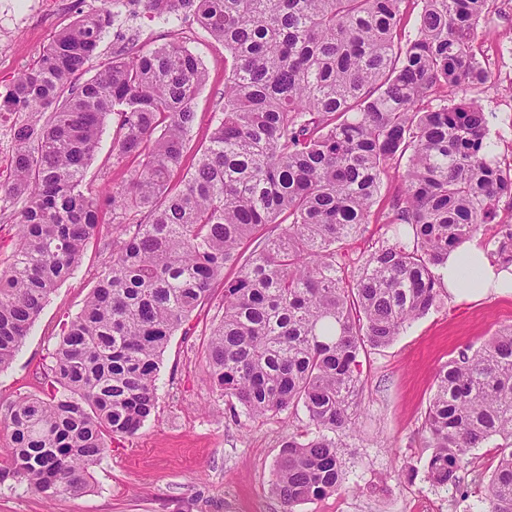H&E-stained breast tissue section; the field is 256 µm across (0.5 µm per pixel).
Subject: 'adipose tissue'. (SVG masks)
Returning a JSON list of instances; mask_svg holds the SVG:
<instances>
[{
    "mask_svg": "<svg viewBox=\"0 0 512 512\" xmlns=\"http://www.w3.org/2000/svg\"><path fill=\"white\" fill-rule=\"evenodd\" d=\"M438 275L459 302L482 297L492 288L503 294L512 293V267L492 265L483 248L474 242L450 252Z\"/></svg>",
    "mask_w": 512,
    "mask_h": 512,
    "instance_id": "ef3b65f1",
    "label": "adipose tissue"
}]
</instances>
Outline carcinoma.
<instances>
[{"mask_svg": "<svg viewBox=\"0 0 512 512\" xmlns=\"http://www.w3.org/2000/svg\"><path fill=\"white\" fill-rule=\"evenodd\" d=\"M406 2L148 0L150 18L190 15L229 56L223 112L179 187L170 175L205 83L185 42L116 56L83 81L111 24L104 6L56 34L0 95V110L45 115L14 129L13 181L0 196L21 204L0 270V370L78 265L102 206L119 230L52 353L43 396L0 405V485L48 500L86 493L108 440L136 435L152 416L170 336L222 280L224 313L205 347L213 389L234 418L300 406L314 427L283 442L274 494L292 512L343 487L336 434L359 406L360 351L428 313L434 269L512 197V175L487 158L482 105L448 100V89L487 80L473 42L492 0H416V32L404 40ZM108 119L113 159L139 164L104 197L85 175ZM404 157L402 189L383 215L393 242L349 280L336 244L368 223L385 166ZM132 213L143 220L127 223ZM268 224L279 233L260 237ZM485 248L512 264V225ZM423 433L440 488L457 486L471 449L497 448L486 495L490 512H512L511 326L438 368Z\"/></svg>", "mask_w": 512, "mask_h": 512, "instance_id": "1", "label": "carcinoma"}]
</instances>
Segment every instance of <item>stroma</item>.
<instances>
[{"mask_svg": "<svg viewBox=\"0 0 512 512\" xmlns=\"http://www.w3.org/2000/svg\"><path fill=\"white\" fill-rule=\"evenodd\" d=\"M103 0H76L33 30L0 29V51H11L28 67L78 11L101 8ZM114 22L105 34L90 70L115 54L147 50L177 38L197 54L208 80L195 103L197 113L189 150L172 175L181 184L192 172L197 149L205 144L215 112L224 104V47L196 23L171 27L150 21L140 0H115ZM512 40V7L494 4L476 31L475 46L487 54L496 43ZM19 68L0 71V93ZM489 116V137L501 165L512 163V88L496 77L468 88ZM114 126L103 131L98 153L86 173L89 188H120L138 161L115 163ZM404 162L388 166L370 221L344 243L337 259L354 276L365 256L391 234L380 216L401 186ZM110 260L102 239H91L75 272L50 295L13 362L0 372V404L40 393L50 354L64 323L77 316ZM224 285L215 283L208 301L171 336L160 362L157 405L136 436L114 438L95 467L91 490L82 496L43 499L25 487L0 486V512H488L490 504L473 482L489 477L497 464L495 449H472L456 489L432 485L427 463L432 455L422 424L435 374L440 365L472 346L480 347L495 332L512 325V295L489 293L472 302H458L447 288L423 317L406 326L389 345L361 351V406L353 433L343 436L339 454L346 482L336 493L302 502L286 510L271 491L274 465L284 438L308 429L303 410L258 419L232 418L210 388L203 342L223 309Z\"/></svg>", "mask_w": 512, "mask_h": 512, "instance_id": "35a3bbf8", "label": "stroma"}]
</instances>
